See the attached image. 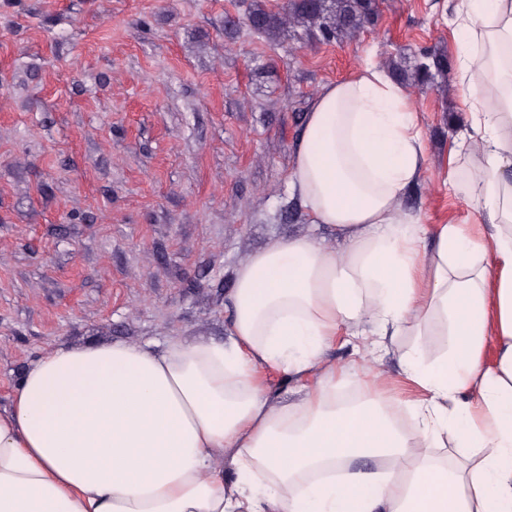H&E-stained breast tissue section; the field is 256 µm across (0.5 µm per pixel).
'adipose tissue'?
Returning <instances> with one entry per match:
<instances>
[{
	"mask_svg": "<svg viewBox=\"0 0 512 512\" xmlns=\"http://www.w3.org/2000/svg\"><path fill=\"white\" fill-rule=\"evenodd\" d=\"M470 132L447 180L480 231L423 224L402 197L424 140L371 61L316 95L288 190L341 236L279 238L235 270L224 340L61 347L0 413V512H512V0H453ZM432 247H425V239ZM448 328L402 357L412 427L377 386L336 400L338 334ZM298 380L272 398L259 377ZM466 449L469 466L433 449Z\"/></svg>",
	"mask_w": 512,
	"mask_h": 512,
	"instance_id": "obj_1",
	"label": "adipose tissue"
}]
</instances>
